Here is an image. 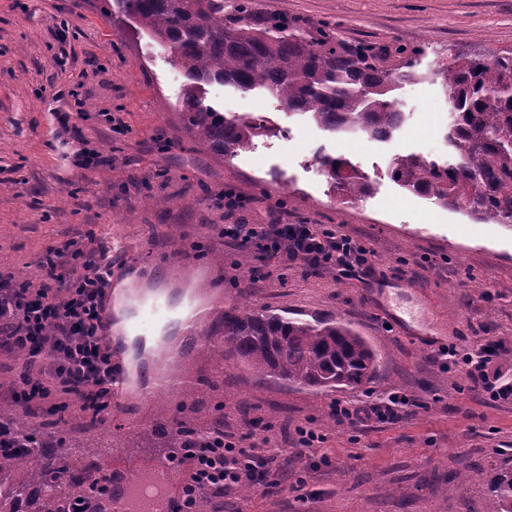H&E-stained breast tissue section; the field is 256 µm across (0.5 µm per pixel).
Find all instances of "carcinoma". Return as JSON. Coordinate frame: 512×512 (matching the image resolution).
<instances>
[{
  "instance_id": "obj_1",
  "label": "carcinoma",
  "mask_w": 512,
  "mask_h": 512,
  "mask_svg": "<svg viewBox=\"0 0 512 512\" xmlns=\"http://www.w3.org/2000/svg\"><path fill=\"white\" fill-rule=\"evenodd\" d=\"M185 74L181 111L185 131L221 157L247 150L270 128L246 114L227 118L204 103L202 83H219L244 92L266 91L291 112L308 115L334 133L377 139L393 134L403 113L390 93L422 74L415 70L420 46L377 47L347 44L326 23L309 28L294 19L254 14L251 0H117ZM434 75L446 89L451 121L448 158L399 155L389 164L391 179L439 205L463 211L478 223L512 225V52L492 59L452 56ZM325 175L353 201L365 195L366 176L347 161L315 157ZM224 334L199 352L222 366L240 362L262 379L285 386L333 391L371 381L377 354L351 326L336 320L288 318L224 309ZM20 400L0 405V512H25L21 504L34 490L36 512H58L68 501L90 500L109 489L111 471L93 455L76 457L84 434L101 418L59 402L29 422L17 414ZM217 405L213 426L185 423L152 430L159 448H191L223 429ZM494 512H512V472L491 483Z\"/></svg>"
}]
</instances>
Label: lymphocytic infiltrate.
Returning <instances> with one entry per match:
<instances>
[{
	"label": "lymphocytic infiltrate",
	"mask_w": 512,
	"mask_h": 512,
	"mask_svg": "<svg viewBox=\"0 0 512 512\" xmlns=\"http://www.w3.org/2000/svg\"><path fill=\"white\" fill-rule=\"evenodd\" d=\"M221 236L243 250L257 249L279 256L289 267L336 270L344 277L374 275L369 252L358 240L313 224H227ZM104 246L84 247L74 241L56 246L42 261L38 288L12 291V316L0 324V345L37 343L43 373L24 381L21 392L37 406L58 389L72 390L80 403L101 412L112 403L111 355L99 322V310L107 286L102 265ZM495 352L485 343L462 351L456 345L441 347L443 364L464 366L474 384L494 399L512 398V385L491 379L486 367ZM410 399L391 392L374 399L336 402L332 414L337 424L373 420L392 422L409 407ZM192 469L172 512H196L197 493L209 487L226 493L255 483L258 467H272L276 457L247 448L226 436L217 448H187L183 451Z\"/></svg>",
	"instance_id": "f902f5d3"
}]
</instances>
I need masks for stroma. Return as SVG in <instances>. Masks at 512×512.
Instances as JSON below:
<instances>
[{"instance_id":"1","label":"stroma","mask_w":512,"mask_h":512,"mask_svg":"<svg viewBox=\"0 0 512 512\" xmlns=\"http://www.w3.org/2000/svg\"><path fill=\"white\" fill-rule=\"evenodd\" d=\"M261 15L329 23L347 43L419 45L420 80L395 93L408 119L391 140L333 134L284 110L272 95L218 83L201 96L224 112L263 113L270 132L222 158L181 124L186 83L170 56L129 22L116 0H0V277L40 279L39 263L68 240L127 242L140 285L169 304L223 301L299 318L350 324L378 354L375 379L315 391L284 387L192 351L179 360L192 382L113 403L87 444L113 469L154 471L166 451L145 432L209 424L224 404V432L279 456L281 483L267 493L213 499L207 512H494L493 476L512 470V400H493L462 368H441L433 348L393 323L403 317L457 346L499 343L489 376L512 383V226L474 222L395 184L392 158L447 155L448 105L431 70L452 54L512 51V0H252ZM121 117L115 133L110 116ZM348 160L372 184L344 202L314 163L316 150ZM102 157L100 165L88 156ZM246 197L229 212L218 196ZM289 222L358 238L375 278L288 267L225 243L227 224H266L278 199ZM224 257L213 264L211 255ZM401 391L413 406L392 423L330 425L336 401ZM325 440L299 450L295 430Z\"/></svg>"}]
</instances>
